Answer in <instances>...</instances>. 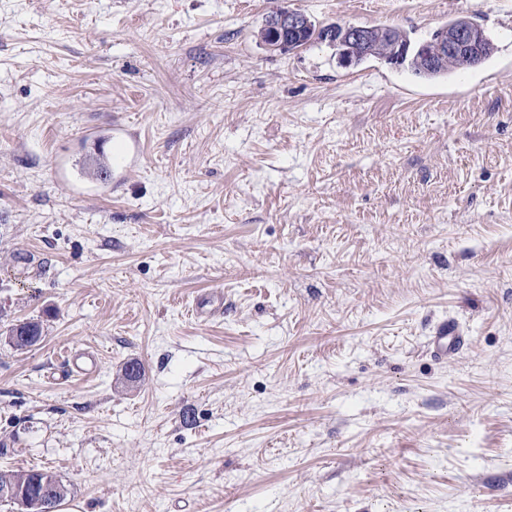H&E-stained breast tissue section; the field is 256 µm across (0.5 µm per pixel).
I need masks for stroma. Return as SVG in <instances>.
<instances>
[{"instance_id": "35a3bbf8", "label": "stroma", "mask_w": 512, "mask_h": 512, "mask_svg": "<svg viewBox=\"0 0 512 512\" xmlns=\"http://www.w3.org/2000/svg\"><path fill=\"white\" fill-rule=\"evenodd\" d=\"M284 8L497 51L438 81L283 54ZM3 443L66 512H512V0H0ZM193 315L199 318H207L220 315L224 312V303L222 296L202 295L196 298L191 309ZM466 337L455 320L448 318L439 321L429 336V349L439 360L447 361L466 347ZM61 357L64 359L68 358L71 369L80 373H93L98 367L95 352L77 354V352L74 353L72 350H64Z\"/></svg>"}]
</instances>
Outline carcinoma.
<instances>
[{
    "mask_svg": "<svg viewBox=\"0 0 512 512\" xmlns=\"http://www.w3.org/2000/svg\"><path fill=\"white\" fill-rule=\"evenodd\" d=\"M325 28H319L314 22H309L296 34L289 37L294 48L304 47L313 42L324 41ZM349 51L352 63L374 57L389 63L402 66L413 75L421 78L433 79L456 75L466 69L474 68L494 53L495 45L491 38H486L480 51L475 56L466 53L443 52L437 41V34L430 39L413 43L410 38L400 30L394 28L391 34L372 32V38L366 43L350 41V34H345V40L336 46L339 59H344V51ZM111 165V158L103 151H98L94 163L87 168L86 176L97 180ZM18 486L22 492L31 499L42 497L47 488H52L50 500L54 507H59L69 493L67 486L56 475L40 469H22L0 471V491L6 487Z\"/></svg>",
    "mask_w": 512,
    "mask_h": 512,
    "instance_id": "cac0c4a2",
    "label": "carcinoma"
}]
</instances>
